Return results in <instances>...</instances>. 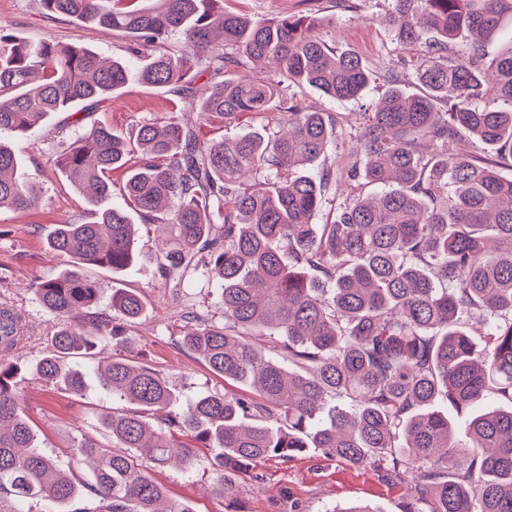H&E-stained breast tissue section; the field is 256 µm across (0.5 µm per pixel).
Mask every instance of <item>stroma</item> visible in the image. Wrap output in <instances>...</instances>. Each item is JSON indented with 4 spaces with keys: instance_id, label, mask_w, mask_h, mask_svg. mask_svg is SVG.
<instances>
[{
    "instance_id": "35a3bbf8",
    "label": "stroma",
    "mask_w": 512,
    "mask_h": 512,
    "mask_svg": "<svg viewBox=\"0 0 512 512\" xmlns=\"http://www.w3.org/2000/svg\"><path fill=\"white\" fill-rule=\"evenodd\" d=\"M224 7L257 19L288 15L314 21L315 33L322 41L355 54L368 71L369 84L355 99L335 101L312 89L297 93L301 106L336 118L335 133L317 162L319 168L336 176V187L324 196L321 213L335 212L346 198L361 191L347 172L357 160L355 146L364 113L373 110L388 91V72L397 73L406 93L420 92L415 70L428 55L427 42L405 45L396 39L384 21L394 9V0H224ZM0 24L10 33L31 40L79 42L101 56L126 58L133 71L145 61L144 56L129 54L126 40L111 30L45 18L38 0H0ZM170 116L186 124L196 121L185 101L133 80L122 95L81 113L79 119L61 113L10 140L21 159L22 172L38 176L42 194L27 209L0 210V307L13 308L25 320V340L9 359L20 368L22 410L38 447L80 480L86 479L87 468L74 456L73 448L80 442L111 446L112 439L100 417L111 408L112 401L95 379H88L83 391L74 393L45 383L31 370L46 354L47 340L56 329L55 320L40 306L35 290L64 266L62 258L49 253L46 235L54 225L91 218L85 199L53 160L84 126L95 123L128 133L136 124ZM87 273L99 286L97 311L107 310L112 292L118 288L135 289L144 301L140 317L126 326V346L98 341L92 352L97 363L104 365L128 353L133 360L166 376L183 395L227 390L223 377L212 373L201 357L179 344L187 314L221 316L216 293L205 280L191 273L182 282H175L162 277L147 260L122 274L92 266ZM195 454L192 473L165 468L152 471L151 476L170 498L189 502L194 512H224V499L214 490L216 476L211 469L217 451L199 447ZM254 471V477L240 481L244 512H326L334 506L343 510L366 503L381 506L384 512H401L408 494L406 485L386 481L372 466H352L314 449L286 461L262 460Z\"/></svg>"
}]
</instances>
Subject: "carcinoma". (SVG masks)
I'll use <instances>...</instances> for the list:
<instances>
[{"label":"carcinoma","mask_w":512,"mask_h":512,"mask_svg":"<svg viewBox=\"0 0 512 512\" xmlns=\"http://www.w3.org/2000/svg\"><path fill=\"white\" fill-rule=\"evenodd\" d=\"M132 2L39 0L53 19L125 37L133 54L153 48L140 83L194 104L203 123L275 109L286 131L203 139L173 117L145 122L135 138L146 160L128 171L123 207L112 204L110 173L126 164L124 134L92 126L56 156L69 183L87 192L93 218L57 224L46 238L68 263L35 288L57 328L32 371L73 392L89 372L131 408L101 415L116 448H73L91 462L90 480L76 481L35 446L18 368L1 358L0 512H32L38 501L58 512L78 496L73 512H193L146 466L189 473L197 443L220 449L212 467L225 512H242L240 474L308 448L410 484L402 512H512V178L495 162L451 152L466 133L512 159V45L487 61L480 50L512 20V0H395L388 23L400 42L439 36L416 70L425 93L394 86L367 113L358 135L365 162L349 177L378 192L352 198L323 224L331 175L311 168L334 119L303 109L291 87L355 99L368 81L361 61L300 19H252L224 10V0ZM462 31L478 37L470 56L441 59ZM173 39L180 47L170 51ZM128 82L121 58L1 28L0 210L26 209L40 192L35 178H20L1 135L110 100ZM490 89L511 109L480 106ZM157 223L166 238L147 254L140 232ZM144 257L165 278L192 271L214 285L221 320L193 317L181 343L258 400L233 392L187 400L123 356L104 368L73 364L98 338L124 345L123 323L144 307L137 292L119 288L110 313L86 320L99 293L86 268L125 271ZM2 318L12 322L0 323L8 353L21 317L1 308ZM257 331L274 337L273 354L253 344ZM491 394L501 407L462 432L432 407L445 401L466 414Z\"/></svg>","instance_id":"cac0c4a2"}]
</instances>
